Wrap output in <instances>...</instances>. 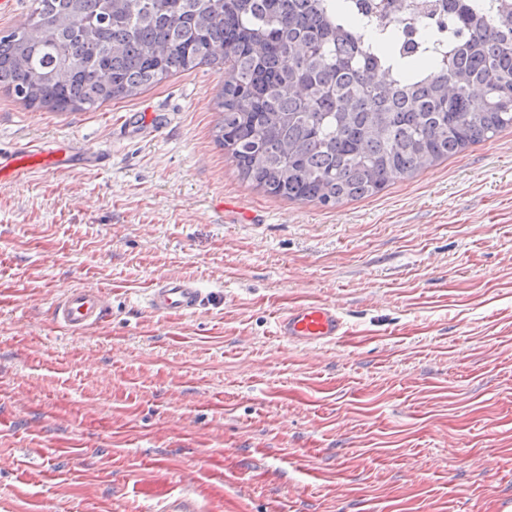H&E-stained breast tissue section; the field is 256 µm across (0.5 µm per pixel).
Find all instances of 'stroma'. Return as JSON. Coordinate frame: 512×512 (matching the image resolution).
<instances>
[{
    "label": "stroma",
    "instance_id": "1",
    "mask_svg": "<svg viewBox=\"0 0 512 512\" xmlns=\"http://www.w3.org/2000/svg\"><path fill=\"white\" fill-rule=\"evenodd\" d=\"M201 65L88 112L0 89V146L106 166L0 185V512H158L183 473L201 512H504L512 503V129L331 208L244 182ZM166 128L117 137L133 112ZM164 275L223 299L161 317ZM102 289L72 335L51 311ZM336 305L340 342L274 333ZM107 307L98 288H72L56 302L54 324L67 333H81L99 326L105 319ZM275 334L290 344L315 349L342 340L348 330L334 305L303 301L277 316Z\"/></svg>",
    "mask_w": 512,
    "mask_h": 512
}]
</instances>
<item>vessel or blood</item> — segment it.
I'll list each match as a JSON object with an SVG mask.
<instances>
[{
	"label": "vessel or blood",
	"mask_w": 512,
	"mask_h": 512,
	"mask_svg": "<svg viewBox=\"0 0 512 512\" xmlns=\"http://www.w3.org/2000/svg\"><path fill=\"white\" fill-rule=\"evenodd\" d=\"M165 123L166 116L161 112L145 117L135 114L121 123L118 134L148 137ZM106 161V154L98 150L72 151L57 145L0 149V183L18 180L29 170L57 172L77 164L101 167ZM219 297V292L206 291L196 280L176 275L157 279L145 293L148 309L162 317L194 314L205 302ZM106 314L105 298L100 289L72 288L56 302L53 321L66 332L81 333L99 326ZM275 333L290 344L315 349L342 340L348 330L344 316L335 306L304 301L277 316Z\"/></svg>",
	"instance_id": "vessel-or-blood-1"
}]
</instances>
